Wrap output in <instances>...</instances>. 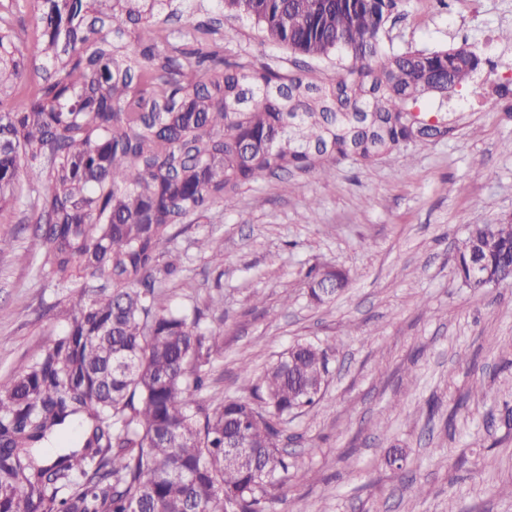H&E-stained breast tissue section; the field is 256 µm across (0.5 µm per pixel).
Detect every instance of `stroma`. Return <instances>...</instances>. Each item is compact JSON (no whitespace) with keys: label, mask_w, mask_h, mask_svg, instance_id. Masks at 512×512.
<instances>
[{"label":"stroma","mask_w":512,"mask_h":512,"mask_svg":"<svg viewBox=\"0 0 512 512\" xmlns=\"http://www.w3.org/2000/svg\"><path fill=\"white\" fill-rule=\"evenodd\" d=\"M224 36L226 57L288 72L295 57L262 43L252 21L215 0L160 16L162 36L195 26ZM512 0H403L387 46L433 50L476 42L510 53ZM497 74L448 97L455 130L371 167L345 161L329 179L294 172L242 190L178 225V271L160 292L174 308L219 306L205 401L249 399L241 365L262 372L297 341L331 346L320 403L284 427L281 446L305 479L278 489L286 512H512V282L481 289L456 277L473 224L512 218V118ZM27 198L0 210V384L40 356L70 321L67 291L30 247ZM224 255L223 264L211 260ZM348 284L316 304L309 267ZM484 382V393L468 390ZM403 454V468L390 466Z\"/></svg>","instance_id":"35a3bbf8"}]
</instances>
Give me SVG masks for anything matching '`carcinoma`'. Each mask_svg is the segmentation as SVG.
Here are the masks:
<instances>
[{
	"label": "carcinoma",
	"instance_id": "obj_1",
	"mask_svg": "<svg viewBox=\"0 0 512 512\" xmlns=\"http://www.w3.org/2000/svg\"><path fill=\"white\" fill-rule=\"evenodd\" d=\"M36 2L49 45L31 56L32 35L0 14V204L44 186L34 245L77 296L68 327L0 386V512H277L275 475L303 479L280 425L320 402L329 347L298 343L259 376L242 366L256 404L203 403L206 315L155 292V274L177 269L174 229L269 175L324 176L447 136L448 92L471 82L481 48L386 50L401 0H217L302 56L281 73L228 60L206 28L160 38L153 19L190 8L176 0ZM85 7L112 14V33L90 28V51L72 26ZM130 23L139 50L124 42ZM60 45L66 57L13 107L7 89ZM333 56L336 81L310 80L306 60ZM454 261L471 288L485 272L511 280L512 222L471 225ZM306 277L319 304L347 284L340 270ZM235 436L251 441L247 464L225 447Z\"/></svg>",
	"mask_w": 512,
	"mask_h": 512
}]
</instances>
